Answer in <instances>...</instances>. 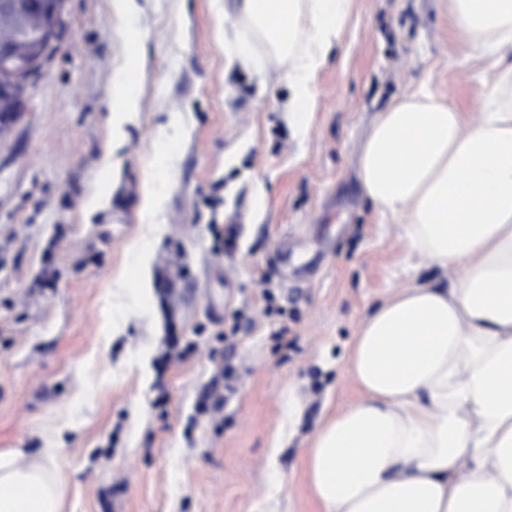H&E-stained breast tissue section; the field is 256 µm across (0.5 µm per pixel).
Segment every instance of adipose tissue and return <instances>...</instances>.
Instances as JSON below:
<instances>
[{"label": "adipose tissue", "mask_w": 512, "mask_h": 512, "mask_svg": "<svg viewBox=\"0 0 512 512\" xmlns=\"http://www.w3.org/2000/svg\"><path fill=\"white\" fill-rule=\"evenodd\" d=\"M352 0H242L267 54L288 64L292 124L307 130L311 83ZM475 51L512 50V0H452ZM481 117L428 90L374 122L361 188L398 217L408 253L466 263L454 287L419 284L368 313L348 368L361 399L307 448L323 512H512V61H498ZM0 453V512H62L61 481Z\"/></svg>", "instance_id": "1"}]
</instances>
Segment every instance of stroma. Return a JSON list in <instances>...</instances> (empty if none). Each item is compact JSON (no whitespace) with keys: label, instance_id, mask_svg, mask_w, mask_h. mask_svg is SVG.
Returning <instances> with one entry per match:
<instances>
[{"label":"stroma","instance_id":"obj_1","mask_svg":"<svg viewBox=\"0 0 512 512\" xmlns=\"http://www.w3.org/2000/svg\"><path fill=\"white\" fill-rule=\"evenodd\" d=\"M450 11L353 0L301 132L285 63L233 54L252 38L239 0H67L64 36L0 134V452L57 470L63 512H321L305 450L361 396L347 359L364 316L465 274L407 254L358 179L399 98L426 86L479 120L494 59ZM213 223L237 230L221 258ZM173 335L195 349L164 367ZM222 361L236 392L210 421L195 405Z\"/></svg>","mask_w":512,"mask_h":512}]
</instances>
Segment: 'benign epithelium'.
Returning <instances> with one entry per match:
<instances>
[{
    "label": "benign epithelium",
    "instance_id": "7a95c632",
    "mask_svg": "<svg viewBox=\"0 0 512 512\" xmlns=\"http://www.w3.org/2000/svg\"><path fill=\"white\" fill-rule=\"evenodd\" d=\"M65 0H0V21H16L14 32L0 38V133L20 115L28 87L58 43L65 26Z\"/></svg>",
    "mask_w": 512,
    "mask_h": 512
}]
</instances>
